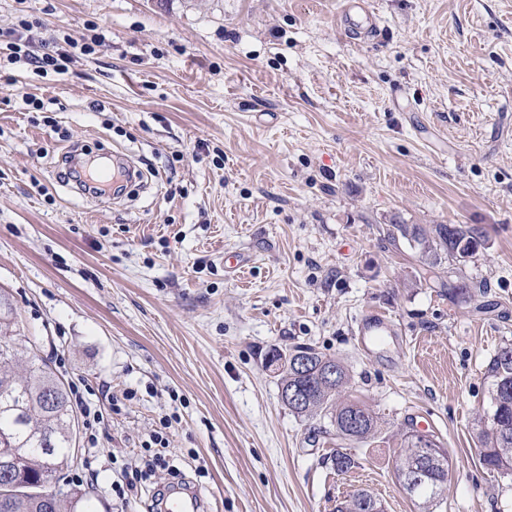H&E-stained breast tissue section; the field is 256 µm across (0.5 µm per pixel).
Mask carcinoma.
Segmentation results:
<instances>
[{
  "label": "carcinoma",
  "mask_w": 512,
  "mask_h": 512,
  "mask_svg": "<svg viewBox=\"0 0 512 512\" xmlns=\"http://www.w3.org/2000/svg\"><path fill=\"white\" fill-rule=\"evenodd\" d=\"M391 233L418 250L425 271L434 269L440 255L461 261L477 254L483 234L466 224L392 225ZM512 346L501 348L488 367L493 411L480 420V461L487 469L512 475ZM279 363L281 401L300 417H330L336 438L366 443L378 432L373 412L347 395L351 377L338 359L326 357L309 345H297L287 355L273 356ZM307 361L305 371L297 361ZM76 437L68 388L49 365L26 345L15 320L13 304L0 291V449L17 454L19 469L0 473V512H89L87 498L75 490L49 502L43 491L67 462ZM445 449L432 438L414 432L404 435L396 472L407 493L425 502L438 497L448 481ZM377 502L357 491L336 506V512H376Z\"/></svg>",
  "instance_id": "1"
}]
</instances>
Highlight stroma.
Masks as SVG:
<instances>
[{"label": "stroma", "mask_w": 512, "mask_h": 512, "mask_svg": "<svg viewBox=\"0 0 512 512\" xmlns=\"http://www.w3.org/2000/svg\"><path fill=\"white\" fill-rule=\"evenodd\" d=\"M366 2L377 30L352 39L342 0H0L1 30L25 14L36 40L104 35L60 76L0 65V291L103 416L53 491L79 475L91 512H122L112 482L160 430L172 469L137 512L174 481L206 512H336L362 489L383 512H512L476 427L512 344V0ZM73 150L143 179L79 193ZM395 220L486 243L426 281ZM370 312L398 334L365 350ZM298 344L347 365L374 439L282 404L271 357ZM410 429L448 452L430 505L396 477ZM338 451L357 468L337 473Z\"/></svg>", "instance_id": "1"}]
</instances>
